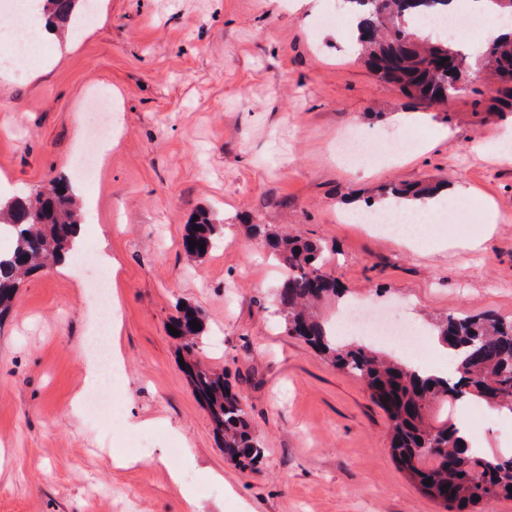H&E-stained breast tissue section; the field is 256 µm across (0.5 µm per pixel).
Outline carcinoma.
Wrapping results in <instances>:
<instances>
[{"label": "carcinoma", "mask_w": 512, "mask_h": 512, "mask_svg": "<svg viewBox=\"0 0 512 512\" xmlns=\"http://www.w3.org/2000/svg\"><path fill=\"white\" fill-rule=\"evenodd\" d=\"M355 21L354 38L368 69L393 85L405 97L430 105H446L467 89L470 77L486 71L496 78L498 97L487 111H512V32L486 44L476 63L413 23L423 16L453 12L458 0H344ZM474 10L488 14L512 13V0H467ZM52 18L68 32L81 16L82 0H44ZM70 181L58 178L35 192L10 199L0 207L15 244L0 253V318L12 309L22 278L61 261L72 249L79 226L78 208L69 191ZM440 185L387 184L386 197H423ZM188 225L182 240L193 259L205 257L214 247L217 226L202 211ZM264 248L286 268L278 288L275 313L284 331L316 349L334 368L360 380L370 398L390 422L391 455L409 479L446 512H475L488 497L512 499V458L489 460L469 448L456 424L428 422L429 408L473 395L494 408L512 410V321L493 314L449 315L432 325L433 335L451 350L455 361L452 378L427 374L398 361L379 357L361 344L341 345L307 310L315 301L342 297L345 288L325 269L322 246L290 236L263 224L246 225ZM197 247H190L189 240ZM202 322L198 308H177L170 325L179 330L181 350L190 360L184 373L196 399L208 411L214 433L222 440L224 456L246 468L263 455L261 441L250 423L240 397L224 373L192 360L202 331L191 321ZM431 479V484L424 480ZM449 485L448 490L442 486Z\"/></svg>", "instance_id": "obj_1"}]
</instances>
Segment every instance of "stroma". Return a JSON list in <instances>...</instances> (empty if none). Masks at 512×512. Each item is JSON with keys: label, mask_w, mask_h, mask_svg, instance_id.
Masks as SVG:
<instances>
[{"label": "stroma", "mask_w": 512, "mask_h": 512, "mask_svg": "<svg viewBox=\"0 0 512 512\" xmlns=\"http://www.w3.org/2000/svg\"><path fill=\"white\" fill-rule=\"evenodd\" d=\"M88 21L47 41L25 75L0 69V199L71 173L96 91L118 122L82 254L111 253L125 359L121 406L72 415L87 394L81 343L88 282L75 269L23 282L0 322V512H444L395 464L389 421L365 386L327 365L272 314L285 277L243 219L321 241L347 292L318 303L334 324L344 300L426 328L449 314L512 319V158L482 148L512 132V112L476 111L483 77L448 106L399 95L357 57L344 28L317 27L339 0H90ZM368 135L370 164L336 158L337 138ZM417 147L392 158L389 146ZM468 191L452 245L418 249L341 222L349 202H380L391 182ZM207 211L218 242L188 258V222ZM479 248H465L469 239ZM199 307L198 362L227 372L264 454L227 461L195 398L167 324ZM134 458L113 462V453Z\"/></svg>", "instance_id": "1"}]
</instances>
